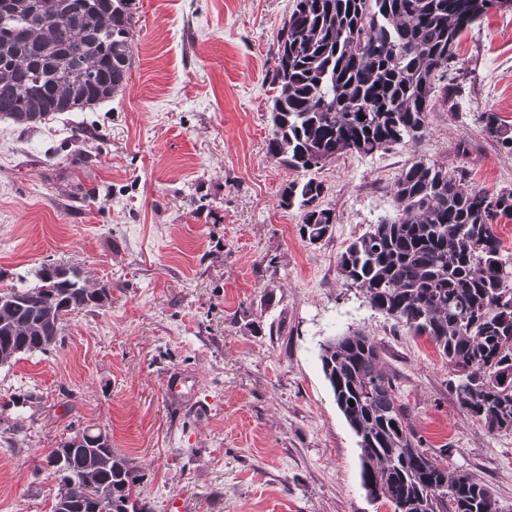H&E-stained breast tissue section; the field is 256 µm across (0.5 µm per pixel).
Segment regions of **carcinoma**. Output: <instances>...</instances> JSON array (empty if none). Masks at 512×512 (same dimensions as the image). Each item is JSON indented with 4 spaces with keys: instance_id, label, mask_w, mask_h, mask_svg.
Instances as JSON below:
<instances>
[{
    "instance_id": "cac0c4a2",
    "label": "carcinoma",
    "mask_w": 512,
    "mask_h": 512,
    "mask_svg": "<svg viewBox=\"0 0 512 512\" xmlns=\"http://www.w3.org/2000/svg\"><path fill=\"white\" fill-rule=\"evenodd\" d=\"M0 116L24 127L61 112L91 109L129 79L134 0H0ZM512 0H296L288 56L272 70L268 153L300 174L317 153L370 155L427 135L428 113L455 106L448 79L460 36ZM483 130L512 154V125L482 113ZM325 185L298 177L279 207L296 208L299 235L331 236L336 214L321 206ZM398 214L373 224L337 261L344 285L375 310L436 347L456 377L461 408L488 431L512 430V262L495 224L512 217V187L496 193L460 166L419 158L397 175ZM0 287V335L27 342L3 354L10 364L57 344L63 317L91 308V287L73 279L69 309L49 305L55 284ZM321 364L336 405L358 438L361 484L380 491L394 512H499L491 488L451 469L448 455L423 448L408 423L379 344L360 331L328 339ZM355 406H350L349 401ZM56 496L69 512L101 500L110 512H144L136 466L107 443L72 448Z\"/></svg>"
}]
</instances>
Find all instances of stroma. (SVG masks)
Returning <instances> with one entry per match:
<instances>
[{"label": "stroma", "mask_w": 512, "mask_h": 512, "mask_svg": "<svg viewBox=\"0 0 512 512\" xmlns=\"http://www.w3.org/2000/svg\"><path fill=\"white\" fill-rule=\"evenodd\" d=\"M135 2L112 101L28 129L0 119V271L32 284L57 263L112 293L66 315L50 352L0 365V512H51L45 457L88 426L132 459L148 512H393L362 488L358 439L321 368L322 343L353 330L381 346L424 448L512 512V430L462 410L435 346L394 329L336 266L395 218L392 186L413 158L512 187V155L480 120L512 125V11L461 36L457 104L430 113L421 141L315 170L337 224L312 245L300 211L278 206L294 174L267 152V76L295 0Z\"/></svg>", "instance_id": "obj_1"}]
</instances>
